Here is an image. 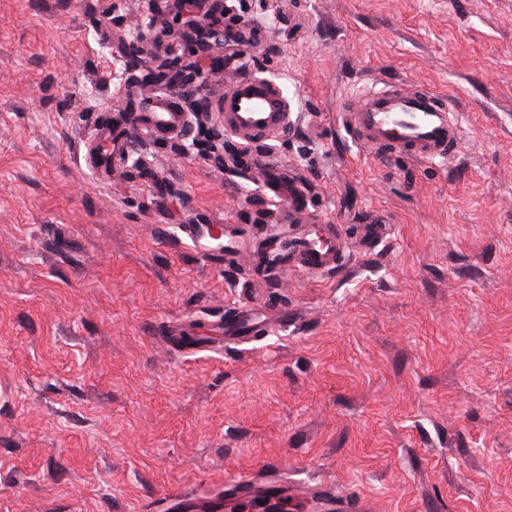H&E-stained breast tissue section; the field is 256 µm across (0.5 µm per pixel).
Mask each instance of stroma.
I'll return each mask as SVG.
<instances>
[{
  "label": "stroma",
  "mask_w": 512,
  "mask_h": 512,
  "mask_svg": "<svg viewBox=\"0 0 512 512\" xmlns=\"http://www.w3.org/2000/svg\"><path fill=\"white\" fill-rule=\"evenodd\" d=\"M151 3L174 30L187 16L0 0V512H156L238 472L370 512H512V0H224L196 20L246 43L214 72L168 37L202 91L162 141L113 129L142 169L113 160L105 183L87 152L105 105L145 98L153 60L126 43ZM243 67L291 112L250 146L206 110ZM397 81L452 104L453 159L345 129L348 104ZM260 159L300 207L266 195ZM371 219L386 238L363 240ZM289 223L335 233L344 265L267 279L209 237L259 248ZM254 294L287 323L220 350L168 339L212 335Z\"/></svg>",
  "instance_id": "35a3bbf8"
}]
</instances>
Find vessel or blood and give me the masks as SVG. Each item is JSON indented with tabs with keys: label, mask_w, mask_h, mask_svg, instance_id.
<instances>
[{
	"label": "vessel or blood",
	"mask_w": 512,
	"mask_h": 512,
	"mask_svg": "<svg viewBox=\"0 0 512 512\" xmlns=\"http://www.w3.org/2000/svg\"><path fill=\"white\" fill-rule=\"evenodd\" d=\"M213 109L223 113L225 131L258 138L287 128L289 122L283 94L272 82L251 76L226 87ZM345 116L358 143L420 160L452 156L462 137L451 109L440 96L397 84L359 96ZM147 119L152 134L164 135L182 126L184 114L178 100L165 98L148 104ZM341 258L338 239L318 237L307 239L291 256L293 264L305 272L323 271L338 265ZM291 499L311 505L315 512H366L364 501L334 496L323 485H291L251 473L230 477L223 494L206 500L189 492L176 493L174 508L176 512H247L259 500Z\"/></svg>",
	"instance_id": "vessel-or-blood-1"
}]
</instances>
